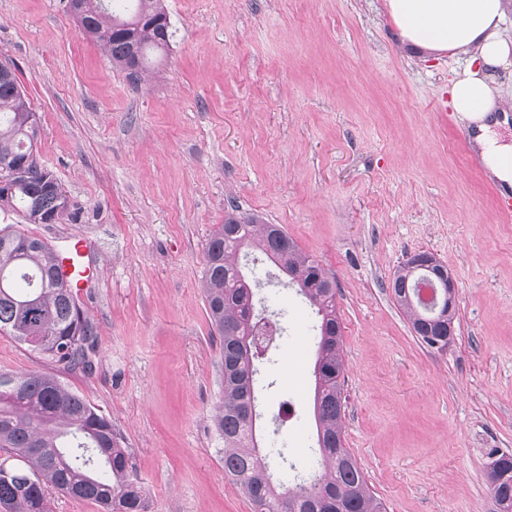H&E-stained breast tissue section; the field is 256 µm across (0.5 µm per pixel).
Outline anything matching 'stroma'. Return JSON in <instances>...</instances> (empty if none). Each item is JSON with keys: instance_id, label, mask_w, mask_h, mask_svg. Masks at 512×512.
Returning a JSON list of instances; mask_svg holds the SVG:
<instances>
[{"instance_id": "1", "label": "stroma", "mask_w": 512, "mask_h": 512, "mask_svg": "<svg viewBox=\"0 0 512 512\" xmlns=\"http://www.w3.org/2000/svg\"><path fill=\"white\" fill-rule=\"evenodd\" d=\"M66 3L0 0V61L74 210L28 225L0 212V227L84 243L97 347L72 372L0 333V373L53 374L110 417L148 512H254L213 428L224 383L202 279L236 207L336 280L344 445L385 512H494L489 465L512 453V210L448 105L466 54L408 48L384 0H164L175 37L131 77ZM421 251L457 282L444 351L389 288ZM274 271L252 268L284 325L258 363L260 442L273 468L309 474L317 327Z\"/></svg>"}]
</instances>
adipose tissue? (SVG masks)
<instances>
[{
  "label": "adipose tissue",
  "mask_w": 512,
  "mask_h": 512,
  "mask_svg": "<svg viewBox=\"0 0 512 512\" xmlns=\"http://www.w3.org/2000/svg\"><path fill=\"white\" fill-rule=\"evenodd\" d=\"M402 42L430 52L467 53L466 66L454 72L450 106L472 133V144L491 180L512 186V142L500 124L495 79L512 67V38L502 23L512 0H385Z\"/></svg>",
  "instance_id": "1"
}]
</instances>
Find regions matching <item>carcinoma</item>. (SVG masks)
Instances as JSON below:
<instances>
[{
	"instance_id": "obj_1",
	"label": "carcinoma",
	"mask_w": 512,
	"mask_h": 512,
	"mask_svg": "<svg viewBox=\"0 0 512 512\" xmlns=\"http://www.w3.org/2000/svg\"><path fill=\"white\" fill-rule=\"evenodd\" d=\"M85 32L112 65L130 68L137 45L138 70L151 55L170 46V23H155L162 0H78ZM36 117L16 75L0 77V165L13 164L37 151ZM14 182L0 197V209L36 224L38 214L58 210L53 188L33 172ZM257 249L280 268L315 308L320 318L314 364L313 413L322 469L294 487L275 485L259 447L256 420L245 408L254 404V359L261 356L260 323L253 320V286L242 260ZM54 248L16 229H0V332L27 344L67 370L92 368L88 351L95 331L71 287L58 272ZM424 271L402 264L394 272L392 292L417 338L427 347L448 337L456 309L422 302L418 283ZM204 295L208 316L220 337L224 394L213 424L224 439V475L240 487L256 512H384L368 490L363 471L343 440V383L346 371L342 328L333 281L278 224H263L251 214L230 213L211 231L205 250ZM0 447L24 463L0 464V512H49V492L95 503L101 512H145L140 483L129 472L127 450L112 421L86 398L40 373L0 374ZM495 512H512V455L502 453L490 467Z\"/></svg>"
}]
</instances>
